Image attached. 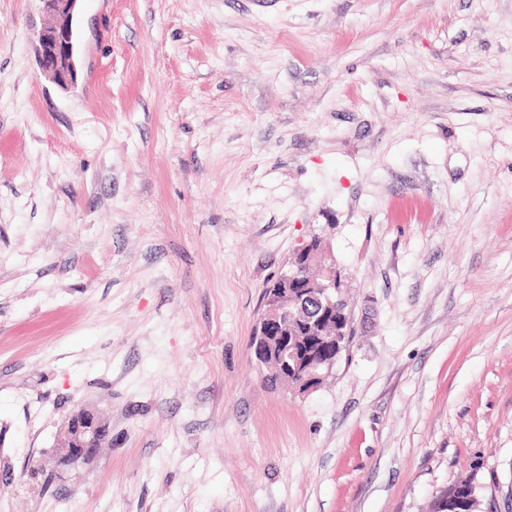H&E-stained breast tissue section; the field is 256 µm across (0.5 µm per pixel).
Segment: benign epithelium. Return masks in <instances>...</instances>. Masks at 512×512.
<instances>
[{"instance_id": "7a95c632", "label": "benign epithelium", "mask_w": 512, "mask_h": 512, "mask_svg": "<svg viewBox=\"0 0 512 512\" xmlns=\"http://www.w3.org/2000/svg\"><path fill=\"white\" fill-rule=\"evenodd\" d=\"M47 13L56 17V24L43 30L38 38L37 54L45 75L62 88L77 81L75 66L76 34L73 24L78 0H39ZM278 287L263 296V306L256 325L259 355L262 360L277 359L281 378L295 382V388L317 387L322 370H331L335 360H319L310 353L301 354L295 342L284 332L288 324H304L298 303L301 295H314L325 310L334 314L343 300L336 296L339 276L332 256L318 243H309L298 250L288 268L278 278ZM107 432L106 424L94 413L83 410L64 424L56 437L55 448L76 462L99 447Z\"/></svg>"}]
</instances>
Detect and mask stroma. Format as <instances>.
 I'll return each mask as SVG.
<instances>
[{"mask_svg": "<svg viewBox=\"0 0 512 512\" xmlns=\"http://www.w3.org/2000/svg\"><path fill=\"white\" fill-rule=\"evenodd\" d=\"M53 22L0 0V512H512V0H81L66 89ZM314 238L353 336L271 389ZM314 266L320 268L318 276L308 274ZM278 281L277 288L264 294L263 306L256 322L259 355L263 361L276 357L281 378L287 383L296 380L294 388L299 391L300 387L310 384L308 391L319 385L317 383L324 375L322 370L326 369V373L329 372L343 352H346L345 348L339 349L336 340L337 336L346 337L347 347L348 336H351L350 315L347 312L341 327L330 335L334 337L329 340L336 343V346L327 347L325 352L320 353L326 359L336 357V360H319L311 353H303L300 356L301 353L295 348V342H288V338L283 335L289 323L296 326L304 324V316L298 303L300 295L313 296L325 310L332 314L336 313V321L343 317L341 308H336L344 302L336 296L339 288L336 264L332 256L320 248L317 241H311L294 253L288 262V268L281 273ZM280 376L266 368L262 380L267 386L277 388L282 386ZM106 432V424L96 414L83 410L60 428L54 448L63 457L78 462L90 454L93 448H99ZM480 503L475 474L458 480L440 492L434 502V512H477Z\"/></svg>", "mask_w": 512, "mask_h": 512, "instance_id": "35a3bbf8", "label": "stroma"}]
</instances>
